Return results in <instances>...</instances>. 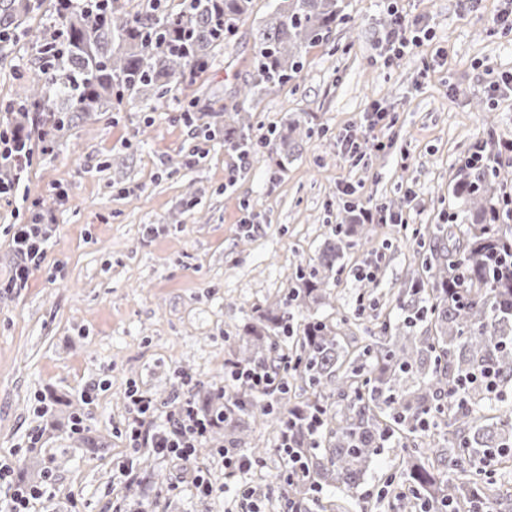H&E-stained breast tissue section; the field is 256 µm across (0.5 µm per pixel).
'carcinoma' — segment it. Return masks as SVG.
Here are the masks:
<instances>
[{
    "label": "carcinoma",
    "instance_id": "1",
    "mask_svg": "<svg viewBox=\"0 0 512 512\" xmlns=\"http://www.w3.org/2000/svg\"><path fill=\"white\" fill-rule=\"evenodd\" d=\"M253 0H181L177 10L157 0H56L50 33L36 39L39 54L50 59L42 83L14 112H35L29 135L58 132L106 102L125 94L151 92L162 104L195 61L211 63L212 51L229 44L252 15ZM343 0H273L253 27L252 78L240 88L245 100L284 85L299 73L308 49L328 40L345 19ZM44 0H0V28L14 38L27 35L22 24L39 16ZM250 116L243 109L224 112V143L254 150ZM308 134L298 119L287 121L270 140L277 164L287 167ZM501 172L480 167L453 185L463 208L453 223L419 232L420 274L397 296V315L378 322V336L353 350L341 342L336 325L310 317L293 329L289 302L259 313L245 332L236 363L264 365L278 373L269 395L242 384L210 390L204 408L224 412V441L248 448L260 462L267 449L251 445L256 414L270 418L282 445L288 419L317 417L313 433L295 431L303 448L302 465L281 486L278 512L298 503L307 512H343L319 495L327 487H358L381 445L402 449L400 471L410 495L407 512H477L486 503L496 470L512 460V420L487 418L483 407L492 393L478 379L488 371L498 391L512 388V276L499 278L489 268L492 248L512 245V224L497 220L503 204L494 198ZM369 228L346 210L325 238L312 263L295 273L293 296L331 304L330 279L347 251L368 239ZM295 338L290 346L283 338ZM304 400L284 408L293 384ZM452 428L438 441L439 423Z\"/></svg>",
    "mask_w": 512,
    "mask_h": 512
}]
</instances>
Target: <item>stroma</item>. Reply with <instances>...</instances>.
Returning a JSON list of instances; mask_svg holds the SVG:
<instances>
[{
	"label": "stroma",
	"mask_w": 512,
	"mask_h": 512,
	"mask_svg": "<svg viewBox=\"0 0 512 512\" xmlns=\"http://www.w3.org/2000/svg\"><path fill=\"white\" fill-rule=\"evenodd\" d=\"M344 3L349 22L310 48L295 79L258 101L238 95L252 72L246 25L165 104L128 95L55 135L51 148L33 141L22 184L0 197V280L14 264V225L41 211L57 227L26 287L0 290V459L13 462L16 479L48 484L51 496L34 512H116L140 496L159 497L157 512H272L284 470L262 421L252 437L269 455L247 473L204 460L217 492L201 498L190 466L133 449L131 391L166 406L202 401L223 385L224 361L254 307L288 295L291 273L316 257L346 203L398 212L404 222L376 226L369 243L348 251L333 305L290 311L295 322L315 314L367 342L375 313L394 310L400 283L418 268L415 229L445 223L465 158L475 145L493 153L512 140V99L485 92L512 74V32L493 23L503 0H399L431 34L388 67L379 58L384 0ZM43 70L31 39L15 43L0 57V110L25 99ZM375 102L393 120L378 133L388 148L342 158L338 140L363 138L362 114ZM240 104L253 138L293 117L311 128L286 170L265 148L244 159L225 145L216 114ZM344 183L354 197L340 194ZM245 217L255 223L248 233ZM34 433L38 454L26 451ZM399 454L387 445L375 456L350 512H400L382 492ZM127 461L144 482L113 485Z\"/></svg>",
	"instance_id": "35a3bbf8"
}]
</instances>
